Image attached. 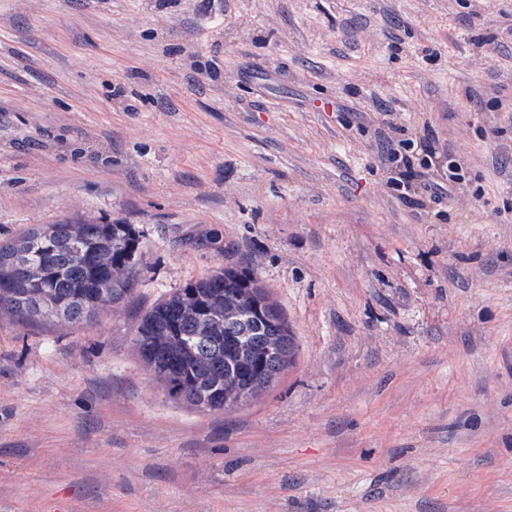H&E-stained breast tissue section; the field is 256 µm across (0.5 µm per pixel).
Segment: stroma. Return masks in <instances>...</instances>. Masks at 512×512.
Listing matches in <instances>:
<instances>
[{"label": "stroma", "mask_w": 512, "mask_h": 512, "mask_svg": "<svg viewBox=\"0 0 512 512\" xmlns=\"http://www.w3.org/2000/svg\"><path fill=\"white\" fill-rule=\"evenodd\" d=\"M499 101L512 0H0V240H141L94 321L0 317V512H512ZM384 131L460 165L439 209L405 203ZM224 267L271 291L296 356L221 413L168 399L134 336Z\"/></svg>", "instance_id": "stroma-1"}]
</instances>
